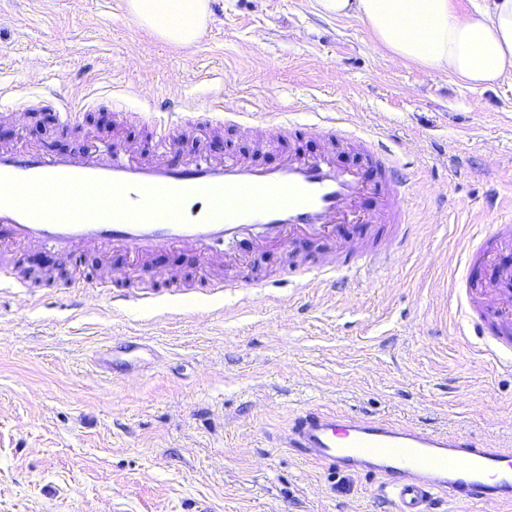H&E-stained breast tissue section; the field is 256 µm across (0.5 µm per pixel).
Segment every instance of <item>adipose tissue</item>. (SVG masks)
Segmentation results:
<instances>
[{
    "instance_id": "obj_1",
    "label": "adipose tissue",
    "mask_w": 512,
    "mask_h": 512,
    "mask_svg": "<svg viewBox=\"0 0 512 512\" xmlns=\"http://www.w3.org/2000/svg\"><path fill=\"white\" fill-rule=\"evenodd\" d=\"M318 12L358 18L394 59L445 71L472 88L512 69V0H482L471 15L452 0H315ZM137 21L165 40H196L206 0H129Z\"/></svg>"
}]
</instances>
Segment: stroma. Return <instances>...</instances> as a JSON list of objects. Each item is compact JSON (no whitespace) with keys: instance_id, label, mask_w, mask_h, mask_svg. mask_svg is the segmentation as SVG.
Masks as SVG:
<instances>
[{"instance_id":"35a3bbf8","label":"stroma","mask_w":512,"mask_h":512,"mask_svg":"<svg viewBox=\"0 0 512 512\" xmlns=\"http://www.w3.org/2000/svg\"><path fill=\"white\" fill-rule=\"evenodd\" d=\"M47 85L83 103L75 124L11 119ZM218 96L394 136L413 235L346 288L280 287L323 243L208 265L169 249L136 266L112 250L0 246L15 282L0 293V512H389L384 476L339 474L289 448L313 407L512 450V371L459 334L452 290L474 225L512 214V73L474 90L402 64L313 0H220L189 47L158 39L125 0H0V146L78 153L121 138L151 151L148 104L178 97L208 121L172 159L278 163L287 142L255 150L210 112ZM101 277L133 303L114 308ZM89 291L90 305L70 308Z\"/></svg>"}]
</instances>
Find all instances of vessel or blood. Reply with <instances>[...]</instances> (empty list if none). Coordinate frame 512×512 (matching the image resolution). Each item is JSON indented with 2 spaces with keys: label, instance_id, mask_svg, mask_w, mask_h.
I'll list each match as a JSON object with an SVG mask.
<instances>
[{
  "label": "vessel or blood",
  "instance_id": "b4317fda",
  "mask_svg": "<svg viewBox=\"0 0 512 512\" xmlns=\"http://www.w3.org/2000/svg\"><path fill=\"white\" fill-rule=\"evenodd\" d=\"M49 103L56 120L77 119L72 99L52 91ZM263 141L303 139L315 133L324 149L285 153L274 167L244 156L219 161L188 158H142L135 147L113 144L98 153L62 155L51 146L36 151L0 147V230L13 244L36 246L58 254L110 248L139 261L149 253L178 246L207 257L217 245L247 241L262 247L302 239L332 241L336 253L322 276L360 268L369 249L348 248L347 234L378 236L386 225L410 236L401 198L407 187L403 165L388 136H363L348 122L324 117L301 127L284 113H241ZM149 122L168 138L192 131L181 100L155 106ZM351 151V165L339 162ZM73 197L61 212L45 201L18 197L17 187ZM481 243L473 261L491 268L496 304L471 298L460 327L470 336H492L493 356L512 354V266L493 253L492 244L512 249V221L502 220L478 231ZM289 447L330 470L364 475L384 474L382 495L392 512H434L442 500L459 504L512 503V454L488 448L473 434L453 436L401 423L370 420L310 408L299 415L288 435Z\"/></svg>",
  "mask_w": 512,
  "mask_h": 512
}]
</instances>
